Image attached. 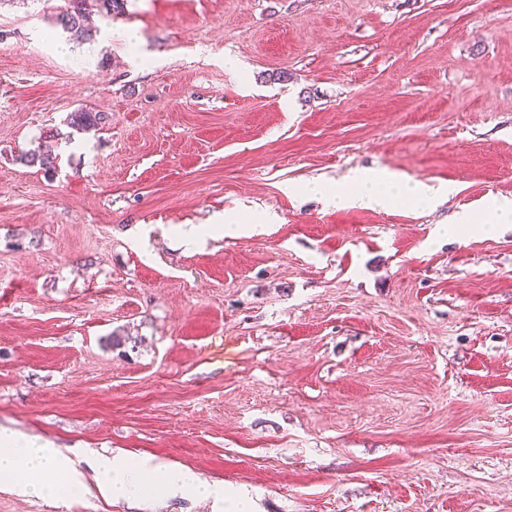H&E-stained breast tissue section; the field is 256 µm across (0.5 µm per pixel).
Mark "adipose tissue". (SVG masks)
<instances>
[{
  "label": "adipose tissue",
  "instance_id": "ef3b65f1",
  "mask_svg": "<svg viewBox=\"0 0 512 512\" xmlns=\"http://www.w3.org/2000/svg\"><path fill=\"white\" fill-rule=\"evenodd\" d=\"M447 186L412 180L395 172L380 170L356 173L348 189L336 192V205L385 209L399 199L431 207L447 196ZM98 488L113 498L141 491L147 484L160 485L170 494L191 492L202 499L225 498L227 512H252L249 498L225 493L223 488L202 481L189 469L159 464L142 457L129 462L120 457H100L94 462ZM0 483L12 485L19 496H57L64 489L81 487L76 462L51 443L14 431L0 430Z\"/></svg>",
  "mask_w": 512,
  "mask_h": 512
}]
</instances>
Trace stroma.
<instances>
[{
    "instance_id": "obj_1",
    "label": "stroma",
    "mask_w": 512,
    "mask_h": 512,
    "mask_svg": "<svg viewBox=\"0 0 512 512\" xmlns=\"http://www.w3.org/2000/svg\"><path fill=\"white\" fill-rule=\"evenodd\" d=\"M63 8L0 0V428L253 512H512V223L441 230L512 198V0ZM358 169L451 192L336 207ZM83 473L0 512H219ZM89 0H65L66 6L58 14V23L80 41L90 40L88 29L85 28ZM98 473V488L112 498H122L140 492L148 483L160 485L169 494L189 491L202 499L221 498L227 502V512H251L249 498L229 493L224 488L202 481L189 469L171 464H159L151 457H141L129 462L120 457H99L94 461Z\"/></svg>"
}]
</instances>
